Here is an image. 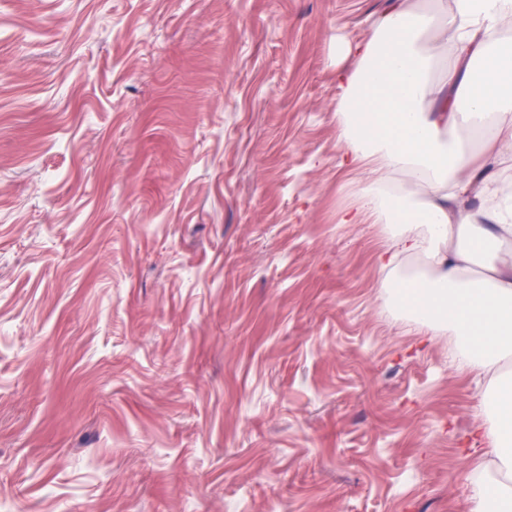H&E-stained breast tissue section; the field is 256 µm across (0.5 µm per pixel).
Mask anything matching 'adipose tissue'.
Returning a JSON list of instances; mask_svg holds the SVG:
<instances>
[{"label":"adipose tissue","instance_id":"adipose-tissue-1","mask_svg":"<svg viewBox=\"0 0 512 512\" xmlns=\"http://www.w3.org/2000/svg\"><path fill=\"white\" fill-rule=\"evenodd\" d=\"M512 0H451L444 19L397 0L355 47L356 67L340 77L339 139L350 165L367 176L363 213L394 224L391 251L379 257L397 306L428 327H448L459 368L476 369L494 389V406L475 428L469 512H512V381L495 372L512 359V199L500 175L512 167ZM442 78H430L437 60ZM487 148L467 144L486 121ZM409 187L393 195L389 174ZM420 256L427 272L398 273Z\"/></svg>","mask_w":512,"mask_h":512}]
</instances>
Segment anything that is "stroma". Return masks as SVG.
<instances>
[{
    "mask_svg": "<svg viewBox=\"0 0 512 512\" xmlns=\"http://www.w3.org/2000/svg\"><path fill=\"white\" fill-rule=\"evenodd\" d=\"M391 0H0V512H466L477 374L344 224Z\"/></svg>",
    "mask_w": 512,
    "mask_h": 512,
    "instance_id": "1",
    "label": "stroma"
}]
</instances>
